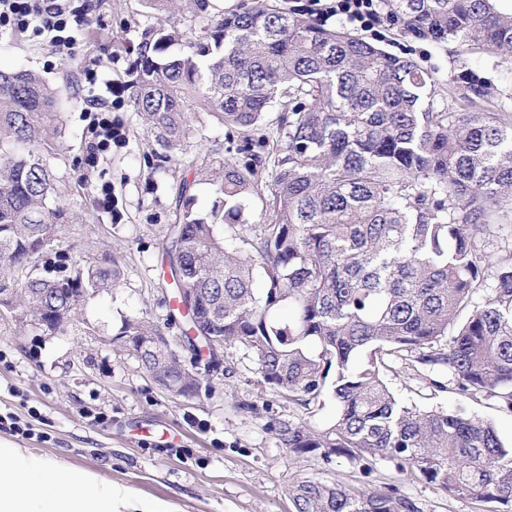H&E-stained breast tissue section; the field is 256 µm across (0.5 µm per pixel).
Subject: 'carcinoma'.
<instances>
[{"mask_svg":"<svg viewBox=\"0 0 512 512\" xmlns=\"http://www.w3.org/2000/svg\"><path fill=\"white\" fill-rule=\"evenodd\" d=\"M202 37L177 27L140 34L129 100L153 137L154 168L202 136L189 107L243 143L194 164L213 187L208 213L179 185L165 253L187 329L256 357L261 382L309 410L331 393L323 429L279 421L276 439L298 457L346 458L363 480L304 477L288 486L292 512H422L400 485H374L379 461L435 485L476 512H512V446L492 422L397 398L385 375L398 361L445 368L433 388L512 414V114L475 70L457 108L437 99L438 77L280 0L214 11L187 0ZM394 24L434 44L453 40L512 54V13L497 0H386ZM59 91L33 71L0 70V289L11 312L39 329L56 305L74 320L118 287L114 259L71 263L56 251L74 214L56 200L65 113ZM288 110L270 121L278 102ZM105 146L87 148L75 171ZM270 170L268 217L243 223ZM264 277L255 294L253 270ZM132 349L163 390L194 397L186 362L139 341L164 331L127 325Z\"/></svg>","mask_w":512,"mask_h":512,"instance_id":"obj_1","label":"carcinoma"}]
</instances>
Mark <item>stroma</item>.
Here are the masks:
<instances>
[{
	"label": "stroma",
	"instance_id": "35a3bbf8",
	"mask_svg": "<svg viewBox=\"0 0 512 512\" xmlns=\"http://www.w3.org/2000/svg\"><path fill=\"white\" fill-rule=\"evenodd\" d=\"M80 2L90 24L72 57L19 33L0 39V68L39 72L60 91L66 130L57 195L77 216L64 229L61 249L89 261L116 259L125 277L120 288L90 299L77 320L58 334L43 333L10 311L0 312V414L30 420L34 429L33 435L22 436L1 428L0 443L98 474L143 504L162 505L168 512H291L287 488L296 478L355 482L358 469L348 460L327 464L316 457L294 458L270 429L271 423L288 419L323 427L335 414L333 397L306 413L287 396L261 385L255 356L234 349L225 356L223 370L204 377L199 395L175 396L156 385L126 343V322L147 318L161 325L169 316L166 298L172 288L162 278L161 243L167 224L178 214L180 180L192 179V162L229 142L223 128H214L217 143L192 141L187 150L172 155L167 172L153 171L147 162L152 137L124 94L134 48L141 30L156 22L195 30L200 23L184 0H175L160 15L146 0ZM372 41L437 71L444 100L450 99L464 68L480 69L512 113V55L484 53L454 41L436 46L397 27ZM90 58L112 63L109 77L120 97L111 118L120 136L83 178L72 164L85 149L89 120L84 110L93 94L78 64ZM105 183L112 188L108 212L93 203ZM388 383L396 395L419 404L465 405L493 422L501 439L512 444V415L493 402L461 403L456 395L428 388L408 365H396ZM242 402L254 404L256 415L242 413ZM89 407L106 413L107 423L91 424L85 415ZM33 409L39 411L38 419H30ZM372 480L400 481L423 512H474L471 503L449 498L434 485L399 478L383 461Z\"/></svg>",
	"mask_w": 512,
	"mask_h": 512
}]
</instances>
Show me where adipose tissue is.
<instances>
[{"mask_svg": "<svg viewBox=\"0 0 512 512\" xmlns=\"http://www.w3.org/2000/svg\"><path fill=\"white\" fill-rule=\"evenodd\" d=\"M0 512H145L111 481L24 448L0 444Z\"/></svg>", "mask_w": 512, "mask_h": 512, "instance_id": "obj_1", "label": "adipose tissue"}]
</instances>
